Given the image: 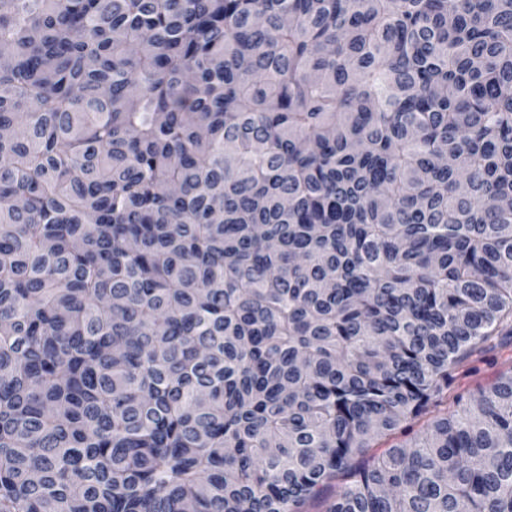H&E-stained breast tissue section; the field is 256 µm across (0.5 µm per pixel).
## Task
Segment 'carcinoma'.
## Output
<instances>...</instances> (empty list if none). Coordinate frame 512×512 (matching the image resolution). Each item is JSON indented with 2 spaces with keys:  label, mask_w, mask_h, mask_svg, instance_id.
<instances>
[{
  "label": "carcinoma",
  "mask_w": 512,
  "mask_h": 512,
  "mask_svg": "<svg viewBox=\"0 0 512 512\" xmlns=\"http://www.w3.org/2000/svg\"><path fill=\"white\" fill-rule=\"evenodd\" d=\"M0 50V512H512V374L366 457L512 336V0H0Z\"/></svg>",
  "instance_id": "carcinoma-1"
}]
</instances>
